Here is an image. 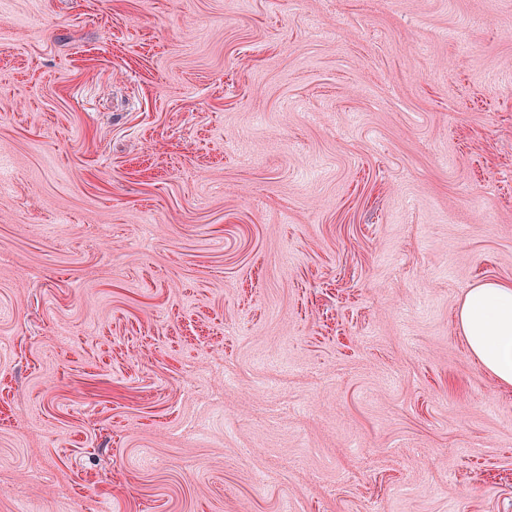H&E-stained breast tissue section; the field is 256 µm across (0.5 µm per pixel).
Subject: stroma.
I'll return each mask as SVG.
<instances>
[{
  "label": "stroma",
  "mask_w": 512,
  "mask_h": 512,
  "mask_svg": "<svg viewBox=\"0 0 512 512\" xmlns=\"http://www.w3.org/2000/svg\"><path fill=\"white\" fill-rule=\"evenodd\" d=\"M0 28V512H512V0ZM458 326L471 352L501 383L512 385V283L483 281L466 293Z\"/></svg>",
  "instance_id": "stroma-1"
}]
</instances>
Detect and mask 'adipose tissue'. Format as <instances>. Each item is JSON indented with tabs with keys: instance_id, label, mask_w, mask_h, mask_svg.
<instances>
[{
	"instance_id": "ef3b65f1",
	"label": "adipose tissue",
	"mask_w": 512,
	"mask_h": 512,
	"mask_svg": "<svg viewBox=\"0 0 512 512\" xmlns=\"http://www.w3.org/2000/svg\"><path fill=\"white\" fill-rule=\"evenodd\" d=\"M458 326L471 352L501 383L512 385V283L483 281L466 293Z\"/></svg>"
}]
</instances>
